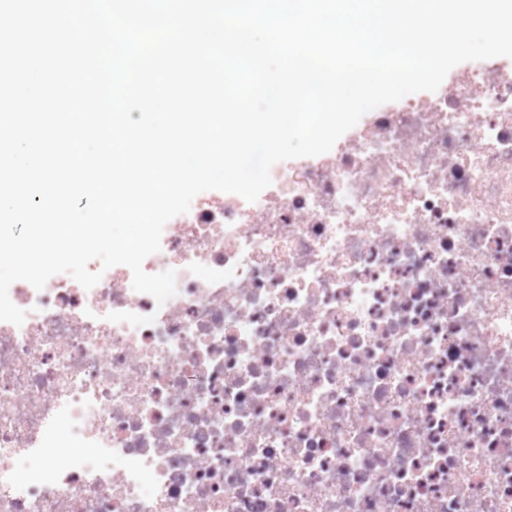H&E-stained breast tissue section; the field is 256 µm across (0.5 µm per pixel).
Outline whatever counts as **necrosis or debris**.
<instances>
[{
    "label": "necrosis or debris",
    "mask_w": 512,
    "mask_h": 512,
    "mask_svg": "<svg viewBox=\"0 0 512 512\" xmlns=\"http://www.w3.org/2000/svg\"><path fill=\"white\" fill-rule=\"evenodd\" d=\"M270 175L165 225V304L12 284L0 512H512V66Z\"/></svg>",
    "instance_id": "obj_1"
}]
</instances>
